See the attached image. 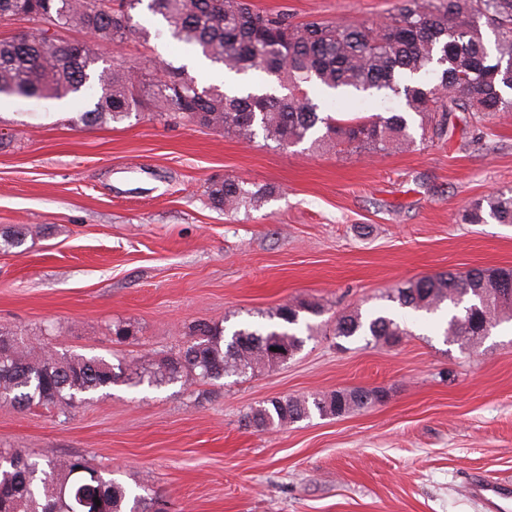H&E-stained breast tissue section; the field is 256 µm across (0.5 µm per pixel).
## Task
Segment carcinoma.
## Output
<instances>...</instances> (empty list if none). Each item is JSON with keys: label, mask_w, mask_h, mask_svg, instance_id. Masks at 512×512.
<instances>
[{"label": "carcinoma", "mask_w": 512, "mask_h": 512, "mask_svg": "<svg viewBox=\"0 0 512 512\" xmlns=\"http://www.w3.org/2000/svg\"><path fill=\"white\" fill-rule=\"evenodd\" d=\"M100 0H0V17L29 18L41 27L25 38L0 39V97L77 98L100 89L80 119L101 125L148 111L170 113L214 132L251 140L260 135L279 147L306 140L321 150L348 147L390 152L414 142L413 125L441 137L453 112H469L482 123L492 112H512V0H401L379 25L293 22L284 13L262 14L248 0H118L106 10ZM159 15L171 36L236 74L270 78L273 88L245 95L217 85L202 86L182 67L158 59L148 67L98 66L100 46L67 41L49 33L92 31L101 42L120 43L149 32L135 15ZM494 34L486 45L481 23ZM341 89L373 95H402L398 112L341 121L321 110L307 91ZM275 194L267 186L235 179L214 180L212 207L233 215L258 209ZM512 224V191L470 203L467 224L488 220ZM23 228L0 230V249L25 244ZM387 300L407 312L448 310L444 337L475 348L492 329L512 322V267L439 272L387 289ZM316 302L285 304L269 315V326L225 329L198 323L178 352L152 363L113 365L102 357L64 354L33 346L0 327V389L18 409L73 407L78 395L118 383L161 384L182 380L213 384L283 364L280 355L301 349L295 329L303 314L319 317ZM338 338L369 336L368 344L392 345L407 334L386 312L364 316L353 310L336 318ZM278 351H272V348ZM384 394L366 388L340 389L307 397L284 396L250 408L248 423L259 431L297 423L317 414L341 417L379 403ZM0 512H164L154 491L137 494L97 469L83 455L35 454L15 448L0 454ZM100 504H95V500Z\"/></svg>", "instance_id": "carcinoma-1"}]
</instances>
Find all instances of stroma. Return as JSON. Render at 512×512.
I'll return each mask as SVG.
<instances>
[{
    "label": "stroma",
    "mask_w": 512,
    "mask_h": 512,
    "mask_svg": "<svg viewBox=\"0 0 512 512\" xmlns=\"http://www.w3.org/2000/svg\"><path fill=\"white\" fill-rule=\"evenodd\" d=\"M292 21L380 24L399 0H251ZM105 64L186 65L194 52L137 16ZM54 98L0 101V327L111 362L177 352L191 324L265 323L292 300L322 304L287 365L212 384H126L67 414L0 401V451L82 454L175 512H482L475 474L512 476V323L476 348L445 342L439 315L408 314L399 344L336 338L331 321L386 307L395 283L512 267V224H467L476 198L512 189V112L386 154L247 142L180 116L99 125ZM217 177L276 187L260 209L211 207ZM131 334L112 341V325ZM380 389L382 403L258 431L250 407L279 396Z\"/></svg>",
    "instance_id": "1"
}]
</instances>
